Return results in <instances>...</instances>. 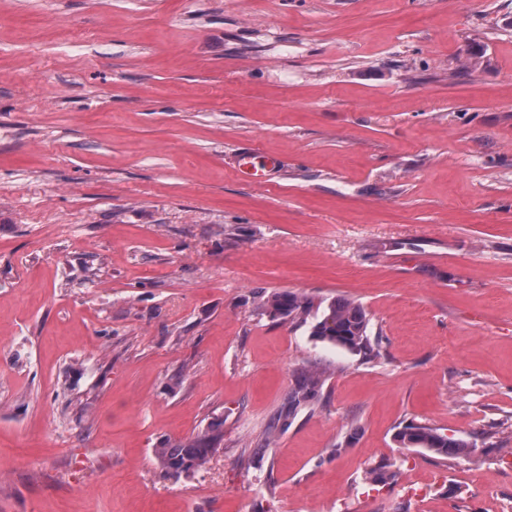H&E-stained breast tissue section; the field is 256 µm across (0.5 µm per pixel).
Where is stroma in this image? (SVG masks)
<instances>
[{"label": "stroma", "mask_w": 512, "mask_h": 512, "mask_svg": "<svg viewBox=\"0 0 512 512\" xmlns=\"http://www.w3.org/2000/svg\"><path fill=\"white\" fill-rule=\"evenodd\" d=\"M0 512H512V0H0ZM279 166V163L268 159L255 148L244 149L237 160L236 170L243 176L252 179V181L267 184L269 179L266 172H271ZM257 299L261 314L284 321H306L314 307L312 299L290 291L261 293ZM369 314L359 303L348 298L332 300L321 319L312 326V336L348 351L373 356L377 341L368 333ZM325 378L323 372L318 370L302 371L294 385L288 393L287 407L281 413L277 426L281 422V427L288 426V420L294 418L297 413L316 399L324 386ZM396 439L407 448H426L445 458L459 457L466 448L473 446L464 440L438 433L436 429L423 424L404 426L397 432ZM224 436L212 428L210 432L199 434L187 440L167 443L155 448L154 455L160 467L171 474H192L202 469L224 448Z\"/></svg>", "instance_id": "35a3bbf8"}]
</instances>
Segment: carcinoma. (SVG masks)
<instances>
[{
	"mask_svg": "<svg viewBox=\"0 0 512 512\" xmlns=\"http://www.w3.org/2000/svg\"><path fill=\"white\" fill-rule=\"evenodd\" d=\"M313 307L312 299L290 291L262 293L257 302L259 312L284 321H304ZM369 323V314L361 304L348 298H337L327 305L321 319L312 326V335L322 342L372 356L375 354L377 341L368 333ZM324 383V374L318 370L301 372L288 393L287 407L279 417L281 426H288L289 419L316 399ZM396 439L407 448H426L445 458H456L471 447L464 440L441 434L423 424L404 426L397 432ZM223 441L224 436L213 428L193 438L156 448L154 455L166 472L189 475L202 469L219 454Z\"/></svg>",
	"mask_w": 512,
	"mask_h": 512,
	"instance_id": "cac0c4a2",
	"label": "carcinoma"
}]
</instances>
